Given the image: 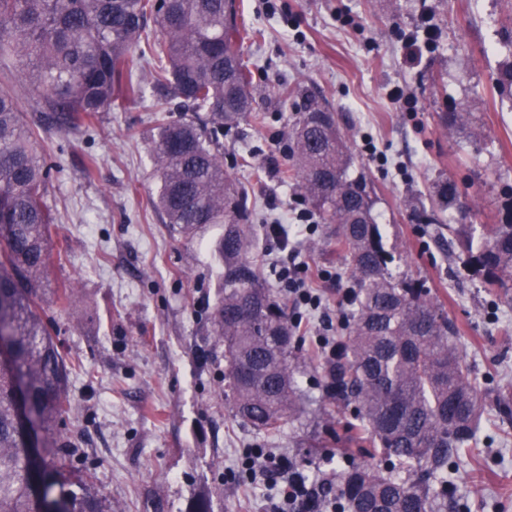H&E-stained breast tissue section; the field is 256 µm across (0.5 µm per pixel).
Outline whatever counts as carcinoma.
<instances>
[{
    "mask_svg": "<svg viewBox=\"0 0 512 512\" xmlns=\"http://www.w3.org/2000/svg\"><path fill=\"white\" fill-rule=\"evenodd\" d=\"M260 37L236 0H0V61H14L44 120L89 129L102 113L142 98L136 51L165 90L152 111L190 113L156 127L155 206L182 234L224 225V296L212 332L224 343V399L234 414L266 436L298 419L304 359L326 404L342 412L346 446L367 456L336 474V512H446L451 475L477 446L482 382L430 288L390 272L394 254L373 215L375 187L350 175L354 154L336 113L301 85L278 89L304 112L291 130L289 174L320 219L336 225V252L352 282L342 333L327 354L304 350L300 327L251 259L248 208L224 172L221 137L253 111L244 45ZM494 87L512 97V59ZM471 117L461 107L440 121L456 128ZM50 170L17 95L0 87V326L12 354L0 364V512H112L102 495L58 467L75 443L61 428L71 408L69 367L40 313L54 224L45 200ZM438 206L425 220L448 231L449 256L484 287L511 291L512 202L501 223L482 224L447 183ZM449 210L453 224L441 217ZM20 385L42 448L35 472L17 421Z\"/></svg>",
    "mask_w": 512,
    "mask_h": 512,
    "instance_id": "carcinoma-1",
    "label": "carcinoma"
}]
</instances>
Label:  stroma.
<instances>
[{
	"instance_id": "obj_1",
	"label": "stroma",
	"mask_w": 512,
	"mask_h": 512,
	"mask_svg": "<svg viewBox=\"0 0 512 512\" xmlns=\"http://www.w3.org/2000/svg\"><path fill=\"white\" fill-rule=\"evenodd\" d=\"M263 32L245 48L254 74L253 106L225 133L224 170L244 190L254 257L266 285L288 302L292 319L320 348L337 336L351 285L331 252L330 228L312 217L310 230L280 247L268 225L297 223L307 210L287 178L299 103L274 92L300 84L339 117L355 155V172L375 185L378 223L398 257L393 275L425 281L458 330L459 347L483 388L489 420L477 461L454 474L456 512H512V425L506 435L496 398L512 394V300L489 293L448 255V244L416 218L440 184L451 181L480 220L495 224L512 190V102L493 77L512 57L499 35L505 0H237ZM438 30L436 45L408 59L406 36L423 20ZM141 59L143 99L104 113L94 132L42 125L38 141L54 167L47 203L54 242L42 292V313L57 329L71 368L72 408L66 428L77 450L63 461L71 478H89L112 512H190L206 493L213 512H265L273 486L230 476L244 449L271 448L311 477L336 470L335 452L311 457L307 431L286 424L259 434L224 400V350L215 347L211 318L223 295L214 244L220 224L185 236L164 224L154 205L159 188L153 151L157 92ZM401 88L404 101L390 97ZM474 112L471 129H445L439 116L459 105ZM96 159L85 180L88 159ZM298 261L328 271L310 283L319 307L291 304L279 277ZM75 288L60 309L58 285Z\"/></svg>"
}]
</instances>
